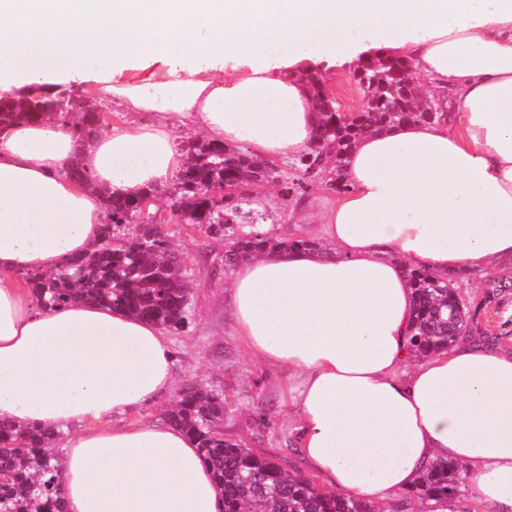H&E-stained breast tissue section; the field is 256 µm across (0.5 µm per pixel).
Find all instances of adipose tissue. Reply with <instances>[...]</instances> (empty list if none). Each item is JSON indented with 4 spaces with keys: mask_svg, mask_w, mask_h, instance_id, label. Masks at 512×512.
<instances>
[{
    "mask_svg": "<svg viewBox=\"0 0 512 512\" xmlns=\"http://www.w3.org/2000/svg\"><path fill=\"white\" fill-rule=\"evenodd\" d=\"M385 47L453 92L449 118L362 136L316 250L230 273L239 336L287 370L305 465L373 502L433 460L512 512V353L465 341L411 361L406 270L494 271L512 259V0H0V93L57 81L119 108L84 144L72 125L0 128V421L62 432L64 512H221L193 439L128 420L174 383L154 323L92 302L43 307L25 273L88 252L106 213L180 181L198 131L263 160L310 152L320 114L296 72ZM92 186L68 178L73 164Z\"/></svg>",
    "mask_w": 512,
    "mask_h": 512,
    "instance_id": "ef3b65f1",
    "label": "adipose tissue"
}]
</instances>
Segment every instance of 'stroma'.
Wrapping results in <instances>:
<instances>
[{
	"label": "stroma",
	"mask_w": 512,
	"mask_h": 512,
	"mask_svg": "<svg viewBox=\"0 0 512 512\" xmlns=\"http://www.w3.org/2000/svg\"><path fill=\"white\" fill-rule=\"evenodd\" d=\"M336 199V192L318 178L289 194L284 193L282 185H265L259 190L256 207L279 230L302 229L313 233ZM164 230L181 252L194 284V321L186 333L173 339V388L152 405L140 409L137 419L163 420L186 385H218L228 403L224 413L225 437L278 454L287 472H304L293 446L298 439V424L284 406L288 374L267 365L235 335L226 302V282L210 274L212 267L221 265L224 259L223 242L183 230L173 220L165 224Z\"/></svg>",
	"instance_id": "stroma-1"
}]
</instances>
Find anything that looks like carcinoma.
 <instances>
[{"label": "carcinoma", "instance_id": "obj_1", "mask_svg": "<svg viewBox=\"0 0 512 512\" xmlns=\"http://www.w3.org/2000/svg\"><path fill=\"white\" fill-rule=\"evenodd\" d=\"M362 95V110L350 119L336 112V101L325 88L322 72L303 73L322 119L312 151L292 163L307 175L319 165L334 191H348L344 158L355 142L370 130H383L410 118L423 122L441 119L440 109L452 104V94L435 89L425 95L413 77L410 60L377 50L354 69ZM45 115L73 123L86 139L100 128L101 115L72 88L16 90L0 96V124ZM184 175L169 192L171 209L182 223L224 241V270L247 258L280 248L312 250L320 239L304 232L280 233L259 223L255 198L245 196L255 179L288 184L286 173L272 161L253 158L245 148H226L206 139L186 141ZM224 186V198L238 199L231 208L208 193L213 184ZM148 190L129 198L101 195L107 224L98 245L66 266L47 274H23L22 280L47 307L93 301L135 318L155 323L171 335L186 331L193 319L191 287L181 253L169 238L152 226L140 224ZM414 293L409 349L423 359L447 350L461 339L488 344L497 336H475L479 312L508 288L512 269L504 268L484 280V297L471 306L455 288L456 275L438 274L424 267L406 270ZM222 393L186 386L166 412V421L185 431L195 442L212 472L224 512H378L373 502L321 488L303 474L291 475L278 457L256 452L224 437ZM56 433L0 422V512H63L61 476L53 445ZM467 474L456 463L437 459L422 472L415 488L397 505V512H420L429 503L446 505L463 492Z\"/></svg>", "mask_w": 512, "mask_h": 512}]
</instances>
